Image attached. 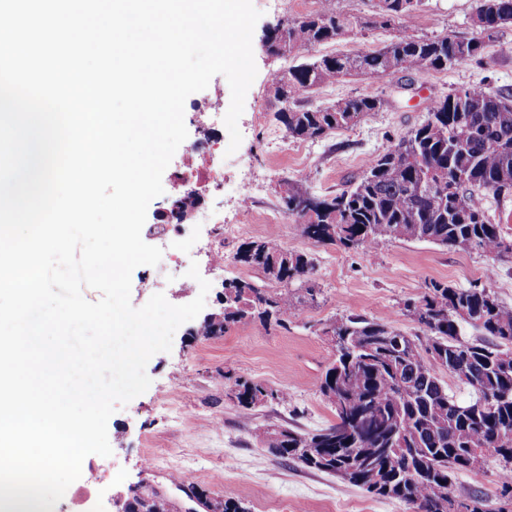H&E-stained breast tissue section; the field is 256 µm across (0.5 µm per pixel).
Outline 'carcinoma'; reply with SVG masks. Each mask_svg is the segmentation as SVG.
I'll return each mask as SVG.
<instances>
[{
	"label": "carcinoma",
	"instance_id": "carcinoma-1",
	"mask_svg": "<svg viewBox=\"0 0 512 512\" xmlns=\"http://www.w3.org/2000/svg\"><path fill=\"white\" fill-rule=\"evenodd\" d=\"M421 2L376 0L373 7L393 22L413 18ZM472 21L489 36L512 26V0H475ZM285 22L287 36L272 32L266 47L286 58L334 42L352 25L336 0H321L314 12ZM485 48L477 38L403 32L376 50L305 60L273 75V102H280L285 88L293 102L290 109L279 108L275 120L289 139L315 141L355 126L379 111L382 100L359 95L328 109L300 103L301 95L358 72L446 71L483 59ZM511 191L512 96L474 84L432 101L424 122L369 159L359 180L333 195H310L309 203L288 207V215L305 237L345 250L406 240L498 258L512 255V248H502L512 238L492 222L487 199ZM240 260L262 268L279 288L267 293L242 281L225 282L224 305L195 335L220 337L240 323L266 328L297 311L301 297L292 286L312 280L311 258L266 239L249 243ZM405 312L419 334L408 336L360 315L341 316L327 327L336 344L319 390L347 403L348 410H335L342 429L265 428L257 437L276 458L328 474L343 470L345 482L420 512H491L483 495L455 498L450 488L457 474L482 471L494 460L502 492H512V308L484 287L433 282ZM466 325L477 336L465 338ZM441 372L465 386L469 399L450 395ZM269 396L274 392L259 383L236 381L233 397L246 410ZM196 498L211 512H248L229 491L211 499L201 490ZM123 512H173V506L143 489L123 501Z\"/></svg>",
	"mask_w": 512,
	"mask_h": 512
}]
</instances>
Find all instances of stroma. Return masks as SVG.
I'll list each match as a JSON object with an SVG mask.
<instances>
[{"instance_id":"1","label":"stroma","mask_w":512,"mask_h":512,"mask_svg":"<svg viewBox=\"0 0 512 512\" xmlns=\"http://www.w3.org/2000/svg\"><path fill=\"white\" fill-rule=\"evenodd\" d=\"M252 3L261 12L252 38L257 75L238 120L242 141L224 158L223 190L203 198L210 223L185 225L184 236L196 248L192 261L210 283L205 313L218 310L225 281L236 279L273 289V282L260 268L238 259L246 244L269 238L313 260L318 294L283 326L258 329L238 324L224 336L203 339L195 334L198 320L182 324L171 350L149 360L148 390L117 407L110 417L111 456H87L80 478L70 485L54 512H113L114 499L126 498L145 486L169 498L174 512H201L193 495L197 489L212 498L231 491L250 512H412L405 503L374 497L335 475L274 457L261 447L257 434L270 426L306 433L335 423L334 409L318 383L334 356L324 330L336 317L358 314L415 334L417 327L405 316L404 305L424 294L433 282L457 288L486 287L512 306V256L493 258L477 251L404 240L349 251L323 245L303 236L299 225L291 223L280 195L284 182L318 196L345 189L362 174L371 157L424 121L427 101L479 83L512 94V27L487 39L492 58L487 66L470 61L443 72H412L384 79L348 76L322 86L310 94V105L329 106L351 95L371 94L383 99L385 106L355 127L332 131L313 142L292 141L284 135L274 141L268 135L276 125L269 88L273 74L289 62L269 56L264 39L279 20L305 15L308 8L302 0H286L277 12L267 9L263 0ZM473 6V0H423L412 20L384 28L375 24L367 0H340L341 12L353 22L351 31L335 42L309 49L308 54L371 51L402 31L476 38L480 32L471 22ZM230 98L229 84L221 75L187 98L188 142L228 138L223 117ZM182 164V152H175L162 177L165 192L148 207L142 229L147 244L166 245L157 227L171 204L173 177ZM248 192L253 204L242 219L237 199ZM271 212L280 214L279 223L266 222ZM220 220L235 225L236 230L224 237L230 265L223 276L216 277L200 247ZM159 292L174 305L190 301L175 273L147 265L133 271L130 300L134 307H142ZM240 378L275 391L287 390L288 397L243 409L230 397ZM175 474L185 478L184 486L172 483ZM220 474L228 477V484L217 482Z\"/></svg>"}]
</instances>
